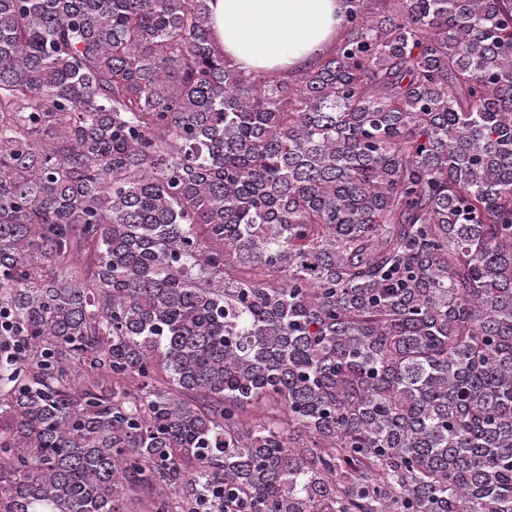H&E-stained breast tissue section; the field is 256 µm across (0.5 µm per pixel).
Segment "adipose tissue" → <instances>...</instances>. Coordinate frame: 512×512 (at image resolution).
Instances as JSON below:
<instances>
[{
	"mask_svg": "<svg viewBox=\"0 0 512 512\" xmlns=\"http://www.w3.org/2000/svg\"><path fill=\"white\" fill-rule=\"evenodd\" d=\"M211 26L227 58L250 71H297L342 33L340 0H212Z\"/></svg>",
	"mask_w": 512,
	"mask_h": 512,
	"instance_id": "ef3b65f1",
	"label": "adipose tissue"
}]
</instances>
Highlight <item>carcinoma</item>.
Wrapping results in <instances>:
<instances>
[{
    "label": "carcinoma",
    "instance_id": "carcinoma-1",
    "mask_svg": "<svg viewBox=\"0 0 512 512\" xmlns=\"http://www.w3.org/2000/svg\"><path fill=\"white\" fill-rule=\"evenodd\" d=\"M342 8L0 0V512H512V0ZM211 26L227 58L250 71H297L342 33L340 0H213Z\"/></svg>",
    "mask_w": 512,
    "mask_h": 512
}]
</instances>
